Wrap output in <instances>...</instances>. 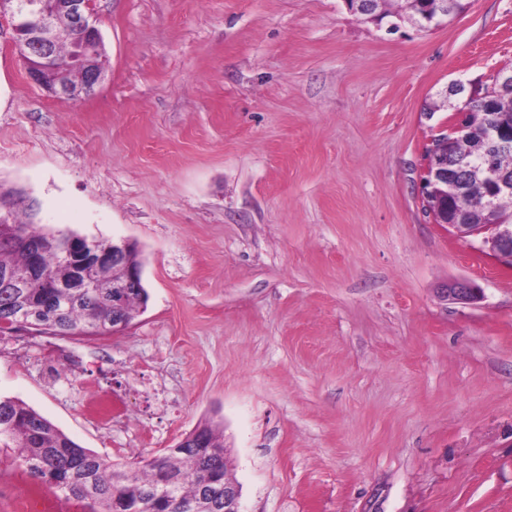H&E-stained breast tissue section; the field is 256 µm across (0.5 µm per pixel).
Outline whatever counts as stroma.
I'll list each match as a JSON object with an SVG mask.
<instances>
[{"label":"stroma","mask_w":512,"mask_h":512,"mask_svg":"<svg viewBox=\"0 0 512 512\" xmlns=\"http://www.w3.org/2000/svg\"><path fill=\"white\" fill-rule=\"evenodd\" d=\"M92 8L111 68L80 102L0 12V183L133 243L149 300L115 335L0 336V396L116 463L211 422L244 512H512V268L418 195L425 108L512 66V0L393 34L344 0ZM463 278L482 301L438 299Z\"/></svg>","instance_id":"obj_1"}]
</instances>
